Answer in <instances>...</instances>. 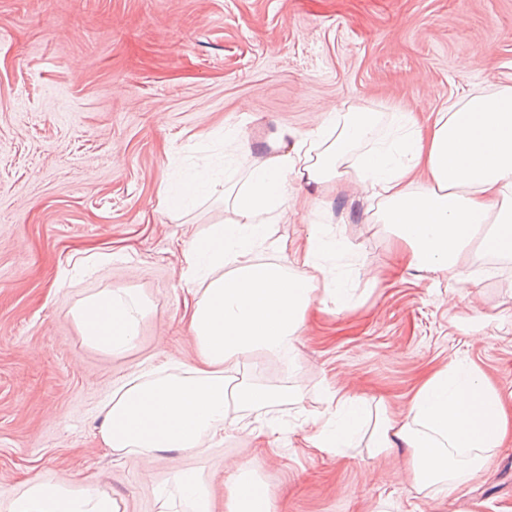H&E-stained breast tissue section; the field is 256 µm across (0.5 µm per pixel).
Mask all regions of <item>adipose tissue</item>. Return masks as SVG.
Returning a JSON list of instances; mask_svg holds the SVG:
<instances>
[{
    "mask_svg": "<svg viewBox=\"0 0 512 512\" xmlns=\"http://www.w3.org/2000/svg\"><path fill=\"white\" fill-rule=\"evenodd\" d=\"M386 138L377 113L360 106L331 114L322 125L269 139L241 190L222 185L210 170L186 176L162 191L167 209H185L203 196H221L230 216L207 234L180 246L186 284L183 314L197 358L174 370L151 367L128 376L102 401L103 445L151 468L160 453L196 454L223 443L237 427L236 412L286 400L281 389L240 379V364L261 354H291L310 308L347 305L350 296L328 280L327 243L320 225L304 244L276 261L254 254L270 225L297 206L293 181L327 190L360 186L379 198L377 221L390 225L400 258L418 270L463 283L468 253L480 249L512 259V76L492 91L465 90L438 110L398 112ZM147 304L137 293L109 288L88 295L71 315L83 341L106 354L136 346ZM329 411L296 427L314 448H335L362 423L376 456L411 451L408 467L421 488L451 496L490 452L512 437V411L481 369L458 358L416 390L406 418L370 411L357 395H333ZM226 512H271L252 461L235 465ZM7 512H119L110 491L98 486L26 482Z\"/></svg>",
    "mask_w": 512,
    "mask_h": 512,
    "instance_id": "ef3b65f1",
    "label": "adipose tissue"
}]
</instances>
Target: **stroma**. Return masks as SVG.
I'll use <instances>...</instances> for the list:
<instances>
[{"instance_id":"1","label":"stroma","mask_w":512,"mask_h":512,"mask_svg":"<svg viewBox=\"0 0 512 512\" xmlns=\"http://www.w3.org/2000/svg\"><path fill=\"white\" fill-rule=\"evenodd\" d=\"M512 74V0H0V512L24 482L93 480L125 512H187L176 475L197 469L226 500L232 462L252 457L273 512H512V442L446 500L417 491L408 449L374 457L367 439L321 451L286 431L342 389L404 417L434 369L466 357L512 392V259L464 284L406 268L379 201L356 189L324 194L305 219L272 225V246L300 247L326 225L328 276L351 288L349 308L318 305L295 347L298 367L263 357L241 372L300 398L241 411L239 428L200 455L163 454L152 470L99 441L97 410L150 364L191 361L176 243L223 221L215 198L190 212L158 204L192 169L240 180L250 161L224 144L263 146L280 128L308 131L332 111L364 105L392 115L439 107L467 87ZM111 255L74 272L68 255ZM104 288L148 304L135 348L87 346L71 317ZM270 428L253 439L248 428Z\"/></svg>"}]
</instances>
